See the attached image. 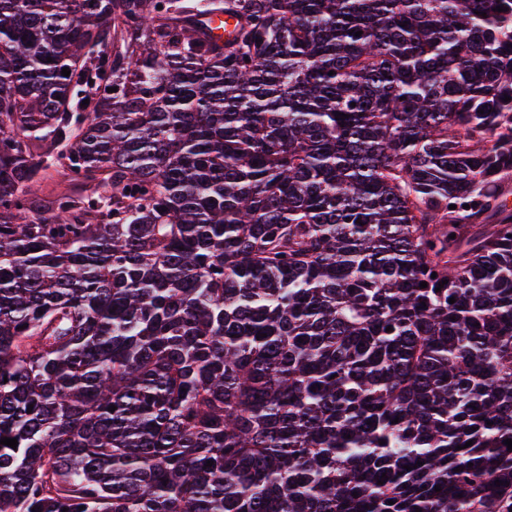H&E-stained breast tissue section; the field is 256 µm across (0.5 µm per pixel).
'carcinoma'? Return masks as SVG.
<instances>
[{"label": "carcinoma", "mask_w": 512, "mask_h": 512, "mask_svg": "<svg viewBox=\"0 0 512 512\" xmlns=\"http://www.w3.org/2000/svg\"><path fill=\"white\" fill-rule=\"evenodd\" d=\"M511 175L512 0H0V508L512 512ZM70 189L68 182L61 176L55 175L53 178L44 180L35 186L36 194L41 198V204L45 211H49V201H52L57 194L66 192Z\"/></svg>", "instance_id": "obj_1"}]
</instances>
